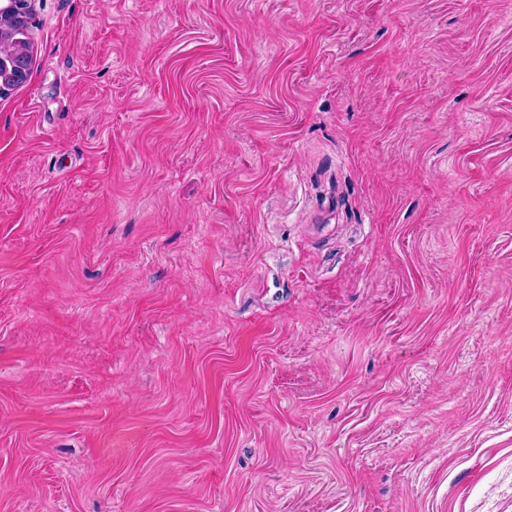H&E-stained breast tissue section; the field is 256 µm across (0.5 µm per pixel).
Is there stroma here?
<instances>
[{
	"label": "stroma",
	"instance_id": "35a3bbf8",
	"mask_svg": "<svg viewBox=\"0 0 512 512\" xmlns=\"http://www.w3.org/2000/svg\"><path fill=\"white\" fill-rule=\"evenodd\" d=\"M35 8L0 512H512V0Z\"/></svg>",
	"mask_w": 512,
	"mask_h": 512
}]
</instances>
